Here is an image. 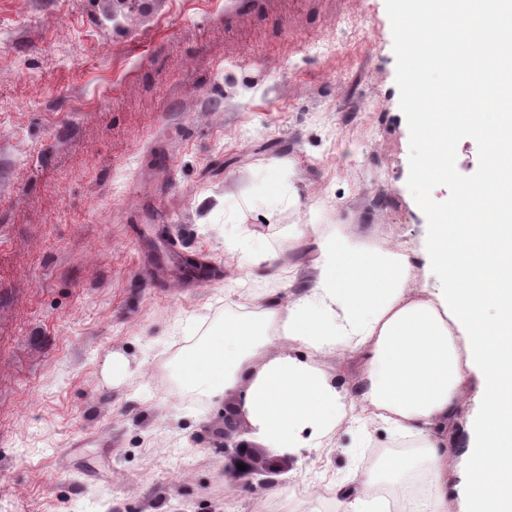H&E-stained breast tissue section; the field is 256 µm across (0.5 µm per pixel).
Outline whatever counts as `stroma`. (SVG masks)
Masks as SVG:
<instances>
[{
    "instance_id": "obj_1",
    "label": "stroma",
    "mask_w": 512,
    "mask_h": 512,
    "mask_svg": "<svg viewBox=\"0 0 512 512\" xmlns=\"http://www.w3.org/2000/svg\"><path fill=\"white\" fill-rule=\"evenodd\" d=\"M400 17L399 0L242 18L227 0H0V512H336L328 481L410 459L409 440L345 427L263 496L229 491L224 405L176 373L238 303L303 292L244 278L247 249L306 268L341 228L418 254L482 179L487 147L465 135L447 179L417 180L431 146ZM317 361L361 378L358 354Z\"/></svg>"
}]
</instances>
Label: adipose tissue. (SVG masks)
I'll return each mask as SVG.
<instances>
[{
	"mask_svg": "<svg viewBox=\"0 0 512 512\" xmlns=\"http://www.w3.org/2000/svg\"><path fill=\"white\" fill-rule=\"evenodd\" d=\"M404 17L423 22L434 52L429 67L447 69L448 44L468 45L462 61L471 85L493 76L484 99L493 116L451 111L458 81L440 89L409 68L410 88L429 100L411 116L433 143L420 180L447 178L457 135L484 139L483 180L458 197L452 215L434 220L423 254L446 286L423 295L400 247L363 248L336 229L318 239L307 269L279 255L253 253L249 265L304 279L303 294L263 302L225 320L180 357L181 383L211 400L244 395L242 410L257 441L279 453L319 448L346 424L384 426L417 438L415 464L388 461L390 473L417 471L425 495L406 512H448V461L464 449L471 461L467 512H512V0H401ZM494 317H487V310ZM305 348L309 359L291 353ZM352 350L364 361L355 390L329 382L315 358ZM477 380L480 408L456 434L448 423ZM378 473L337 483V512H385Z\"/></svg>",
	"mask_w": 512,
	"mask_h": 512,
	"instance_id": "obj_1",
	"label": "adipose tissue"
}]
</instances>
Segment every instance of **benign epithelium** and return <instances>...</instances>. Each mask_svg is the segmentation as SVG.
<instances>
[{"mask_svg":"<svg viewBox=\"0 0 512 512\" xmlns=\"http://www.w3.org/2000/svg\"><path fill=\"white\" fill-rule=\"evenodd\" d=\"M240 415L241 411L237 405H224V454L230 459L226 470L234 475L246 476L243 489L251 491L257 486L269 484L272 482L271 476L282 473V462L285 457L271 455L246 440H234L235 434L239 431ZM240 464L245 465L246 469H239Z\"/></svg>","mask_w":512,"mask_h":512,"instance_id":"1","label":"benign epithelium"}]
</instances>
